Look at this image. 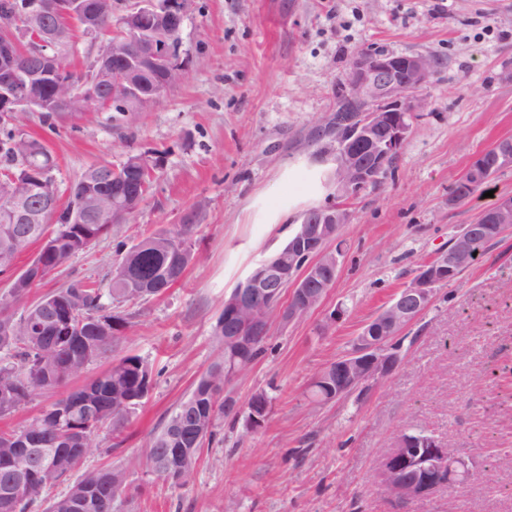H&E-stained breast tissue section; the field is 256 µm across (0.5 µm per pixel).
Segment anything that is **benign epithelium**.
I'll return each mask as SVG.
<instances>
[{"label": "benign epithelium", "mask_w": 512, "mask_h": 512, "mask_svg": "<svg viewBox=\"0 0 512 512\" xmlns=\"http://www.w3.org/2000/svg\"><path fill=\"white\" fill-rule=\"evenodd\" d=\"M189 14L187 0H134L121 16L126 48L117 53L107 43L100 46L93 76L81 93L86 105L95 110L110 103L123 112H140L157 104L169 87L152 90L142 76L151 68L166 73L184 70L178 37ZM97 17L86 0H17L11 12L0 16V33L6 34L0 39V118L45 107L40 91L48 84L57 88V109L69 108L70 98L64 90L70 85L57 65L60 37L74 26L81 27L86 36L98 35ZM19 48L32 65H17ZM430 77L431 63L422 54H398L383 47L354 52L345 93L361 109L354 116H336L332 133L326 136L330 150L318 155L335 164L337 194L357 197L383 183L388 175L385 160L407 141L412 115L422 108L416 93ZM37 191L42 194L38 212L28 206V198ZM15 202L9 217L13 224H34L42 210L53 206L50 190L39 177L15 196ZM349 222L350 212L344 207L329 203L317 209L298 225L278 261H261L224 297L228 316L242 319L250 335L263 336L271 315L289 324L315 309L332 287L340 263L341 254L330 249L329 243ZM489 223L512 225V197L498 201ZM477 230V226L466 228L447 250L422 263L409 284L363 327L354 349L336 359V380L345 391L359 392L396 370L401 357L392 339L422 314L436 286L473 264L471 240ZM288 288L291 294L284 304L282 296ZM247 347L248 337L231 327L225 330V371L232 373L246 365L242 354ZM37 447L35 437L19 438L15 456L20 472L5 485L4 496L23 500L27 480L41 474L44 456L36 452ZM411 464L422 474L414 483L400 479ZM468 477V465L459 450L433 434L419 437L402 431L378 451L375 483L402 504L438 490L458 489Z\"/></svg>", "instance_id": "obj_1"}]
</instances>
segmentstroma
<instances>
[{
  "mask_svg": "<svg viewBox=\"0 0 512 512\" xmlns=\"http://www.w3.org/2000/svg\"><path fill=\"white\" fill-rule=\"evenodd\" d=\"M182 82L145 112L107 113L25 129L58 158L67 191L89 167L154 159L153 186L129 218L33 288L39 298L87 276L107 282L117 242L134 244L199 210L192 263L181 283L128 304L113 359L137 355L154 386L121 436L104 427L88 474L128 469L114 512H512V232L436 288L401 336L402 362L363 398L311 401L314 378L412 279L450 234L512 196V166L457 205L448 196L470 163L512 137V0H196L182 30ZM383 46L435 62L419 95L427 106L376 189L347 201L335 282L303 319L269 322L266 354L225 390L274 396L264 428L241 437L220 423L182 486L135 465L143 445L224 355L214 328L224 298L324 204L331 165L313 137L329 125L355 50ZM346 314L330 321L337 307ZM414 427L450 441L473 468L457 496L408 504L373 482L379 448Z\"/></svg>",
  "mask_w": 512,
  "mask_h": 512,
  "instance_id": "obj_1",
  "label": "stroma"
}]
</instances>
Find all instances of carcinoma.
Listing matches in <instances>:
<instances>
[{"instance_id":"cac0c4a2","label":"carcinoma","mask_w":512,"mask_h":512,"mask_svg":"<svg viewBox=\"0 0 512 512\" xmlns=\"http://www.w3.org/2000/svg\"><path fill=\"white\" fill-rule=\"evenodd\" d=\"M69 57L67 53L59 59V65L72 79L68 115L80 117L84 115L80 91L89 73L72 70ZM25 116L21 112L14 116V121L0 123V270L16 264L22 249L14 240L23 236L24 246L40 245L31 264L46 259L50 268L59 271L109 234L114 224L124 221L122 216L112 220V196L130 190L145 200L151 184V165L146 156L131 155L112 170L111 182L92 187L88 182L97 168H88L78 183L85 190H106L109 196L98 198L95 210L85 213L82 224L69 223L80 192L70 191L63 207L58 205L59 199H54L56 205L44 221L54 223L56 228L54 236L44 244L40 236L28 233L27 225L5 222L14 206L13 193L22 190L27 172L40 173L52 184L58 167L47 145L25 131ZM503 145L512 146V138H504L484 152L490 176L476 183L465 174L456 182L451 195L464 201L485 186L499 172L493 166V157ZM197 228L196 214L189 213L174 227L160 229L128 248L118 249L120 258L105 288L93 278L84 277L33 300L30 277L16 278L7 293L0 296V418L15 413L33 392H54L88 365L109 358L128 324L126 318L113 310L157 296L178 283L187 267L198 259L194 251ZM502 234L497 226L489 225L487 232L474 238L473 252L480 253L501 239ZM54 315L81 325L80 335H59L50 321ZM230 381L224 374V363L210 365L189 396L142 448L138 464L172 487L183 485L204 445L216 436L218 421L226 416L224 401L228 395L224 394V386ZM153 385L149 363L138 355H127L112 362L96 379L57 398L50 404L53 412L42 418L35 416L19 429H0V482L15 469L12 456L17 435L30 432L38 437L40 447L57 449L47 469L29 484L23 503L15 507L0 494V512H28L33 505L46 501L52 488L97 451L92 443L80 441L76 429L83 430L88 423L90 436L103 426L121 431ZM242 406L237 418L242 420L241 436L248 437L267 422L273 397L265 390H257ZM168 448L188 449L190 462L169 459ZM127 479V469L122 466L101 468L75 481L65 494L47 500L46 512H82L80 503L88 495L96 501L92 512H112L114 501L126 491Z\"/></svg>"}]
</instances>
